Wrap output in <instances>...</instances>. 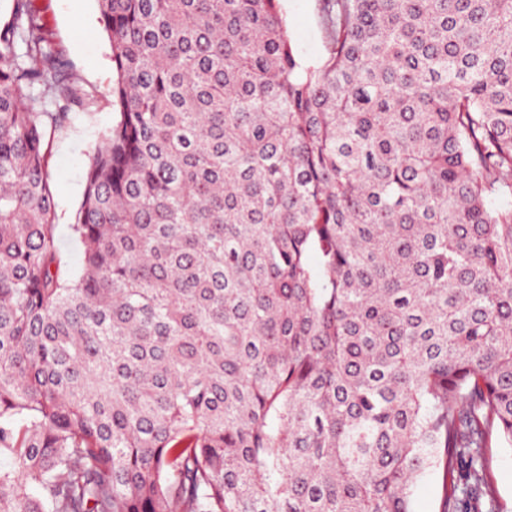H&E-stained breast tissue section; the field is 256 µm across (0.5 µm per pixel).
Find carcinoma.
Here are the masks:
<instances>
[{
  "mask_svg": "<svg viewBox=\"0 0 512 512\" xmlns=\"http://www.w3.org/2000/svg\"><path fill=\"white\" fill-rule=\"evenodd\" d=\"M119 119L55 241L34 0L0 26V512H507L512 0H97ZM23 52H18L19 47ZM322 0H279L289 39L299 58L316 64L328 56L329 43L323 27ZM489 448V466L494 477V486L500 501L512 512V447L500 445L493 439ZM442 477L439 470L426 474L417 484L413 495L414 512H440Z\"/></svg>",
  "mask_w": 512,
  "mask_h": 512,
  "instance_id": "obj_1",
  "label": "carcinoma"
}]
</instances>
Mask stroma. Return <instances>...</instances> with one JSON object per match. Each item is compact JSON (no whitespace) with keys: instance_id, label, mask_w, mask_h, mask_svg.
<instances>
[{"instance_id":"obj_1","label":"stroma","mask_w":512,"mask_h":512,"mask_svg":"<svg viewBox=\"0 0 512 512\" xmlns=\"http://www.w3.org/2000/svg\"><path fill=\"white\" fill-rule=\"evenodd\" d=\"M54 41L69 59L82 101L70 109L68 124L50 141L48 170L56 203L55 238L69 270H78L83 247L69 225L84 193L88 160L103 133L116 119L112 103L110 45L99 25L96 0H36ZM289 39L308 64L325 59L329 43L321 0H279Z\"/></svg>"}]
</instances>
